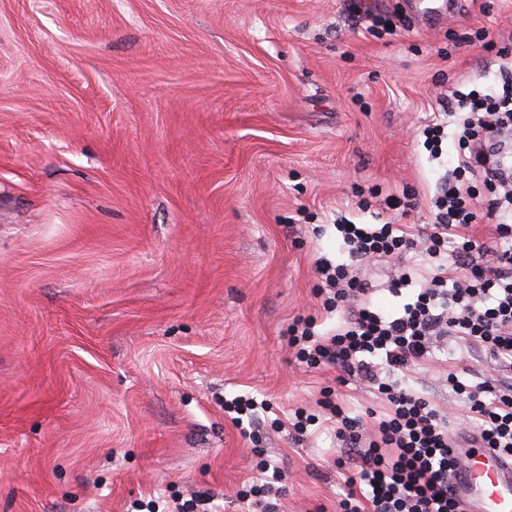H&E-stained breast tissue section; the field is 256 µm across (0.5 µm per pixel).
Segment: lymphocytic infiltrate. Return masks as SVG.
<instances>
[{
  "mask_svg": "<svg viewBox=\"0 0 512 512\" xmlns=\"http://www.w3.org/2000/svg\"><path fill=\"white\" fill-rule=\"evenodd\" d=\"M500 89H449L457 153L452 178L441 182L427 224L338 225L345 262L319 257L316 294L341 321L319 334L313 317L288 328V344L310 368L335 369L338 384L376 387L386 410L374 423L321 405L336 419V465L345 471L341 512H462L452 478L454 448L467 443L512 458V59ZM497 224L490 242L475 224ZM393 261L389 291L410 296L393 313L372 306L361 274L371 262ZM494 366L491 377L471 367L449 371L448 389L466 410V427L407 380L432 359L441 341Z\"/></svg>",
  "mask_w": 512,
  "mask_h": 512,
  "instance_id": "lymphocytic-infiltrate-1",
  "label": "lymphocytic infiltrate"
}]
</instances>
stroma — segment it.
Instances as JSON below:
<instances>
[{"mask_svg": "<svg viewBox=\"0 0 512 512\" xmlns=\"http://www.w3.org/2000/svg\"><path fill=\"white\" fill-rule=\"evenodd\" d=\"M389 16L392 35L360 21ZM415 0H0V512H139L238 499L268 459L275 512H340L332 427L224 414L382 411L312 371L299 315L327 333L314 262L334 227L425 224L444 169L417 140L449 88L499 87L512 0L425 26ZM408 196L407 212L384 196ZM460 351L413 387L450 405ZM258 408L265 410L267 409V405L265 403L260 402L257 403L253 400V398H244L237 397L231 401H226L224 403V413H235L238 416H232L231 420L236 425H243V416H249L250 422L252 421V411L257 410Z\"/></svg>", "mask_w": 512, "mask_h": 512, "instance_id": "1", "label": "stroma"}]
</instances>
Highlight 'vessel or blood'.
Returning a JSON list of instances; mask_svg holds the SVG:
<instances>
[{
  "instance_id": "1",
  "label": "vessel or blood",
  "mask_w": 512,
  "mask_h": 512,
  "mask_svg": "<svg viewBox=\"0 0 512 512\" xmlns=\"http://www.w3.org/2000/svg\"><path fill=\"white\" fill-rule=\"evenodd\" d=\"M455 485L464 512H512V461L490 449L460 451Z\"/></svg>"
}]
</instances>
